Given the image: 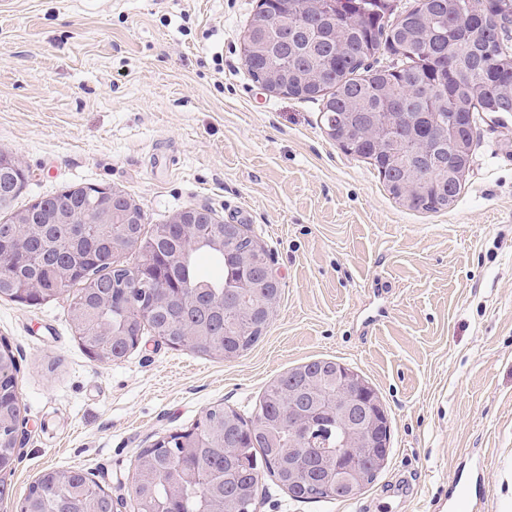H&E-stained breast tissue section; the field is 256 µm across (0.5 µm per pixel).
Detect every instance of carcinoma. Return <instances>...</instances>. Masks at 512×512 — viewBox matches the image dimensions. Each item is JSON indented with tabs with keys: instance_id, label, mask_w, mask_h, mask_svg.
<instances>
[{
	"instance_id": "1",
	"label": "carcinoma",
	"mask_w": 512,
	"mask_h": 512,
	"mask_svg": "<svg viewBox=\"0 0 512 512\" xmlns=\"http://www.w3.org/2000/svg\"><path fill=\"white\" fill-rule=\"evenodd\" d=\"M288 12L292 36H279L278 17ZM512 24V0H416L396 13L393 0H341L333 7L320 0H262L246 30L252 50L245 65L256 82L271 73L288 86V95L323 102L326 129L344 153L373 161L390 194L413 210L445 211L456 190L440 196L448 172L462 168L473 155L477 119L485 112L512 114V46L505 38ZM385 56L388 64L372 61ZM384 112H413L414 125L401 120L394 130L372 139ZM419 140L445 147L444 167L411 165L407 142ZM27 174L0 166V210L10 207ZM70 200L66 192L22 210L43 227L42 237L4 240L15 261L0 272V299L16 300L18 289L34 284L52 296L54 269L61 258L79 257L69 287L76 288L70 315H80L75 332L82 346L98 344L114 359L130 350L128 340L144 331L196 352L232 359L250 349L267 327L263 306L281 298L280 283L269 277L264 248L244 224H222L224 251L198 239L184 249L182 238L155 224L144 232L139 223L122 228L135 236L137 262L118 261L113 250L117 228L99 221V193ZM96 225V235L70 246L66 213ZM245 280L249 288L235 284ZM166 291L163 304L154 292ZM18 365L8 345H0V423L16 420ZM308 392L304 412L314 421L310 447L322 452L345 450L334 411L321 393L336 390V361L302 364L271 384L247 422L234 409L213 407L198 423V436L169 448H145L139 465L149 476L139 480L133 512L162 505L170 512H254L259 472L267 470L301 502L347 497L336 474L311 467L308 451L299 448L288 470V400L298 388ZM387 455L369 453L350 468L372 483ZM27 512H112V498L96 489L81 470L44 472L25 497Z\"/></svg>"
}]
</instances>
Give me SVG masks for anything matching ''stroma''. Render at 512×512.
I'll return each mask as SVG.
<instances>
[{
	"label": "stroma",
	"instance_id": "obj_1",
	"mask_svg": "<svg viewBox=\"0 0 512 512\" xmlns=\"http://www.w3.org/2000/svg\"><path fill=\"white\" fill-rule=\"evenodd\" d=\"M260 0H9L0 7V151L14 206L96 185L146 224L187 207L248 224L282 288L262 339L224 360L151 333L91 358L70 295L0 300L28 421L0 512L53 469H81L132 512L137 456L214 406L244 418L292 367L362 374L390 454L351 499L299 502L262 474L256 512H435L483 459L473 512H512V115L480 120L454 206L399 204L328 137L322 104L265 90L242 51ZM25 181H27V174L25 171L16 172L11 168L0 166V195L2 192L6 194L3 202H0V210L10 207L23 187Z\"/></svg>",
	"mask_w": 512,
	"mask_h": 512
}]
</instances>
